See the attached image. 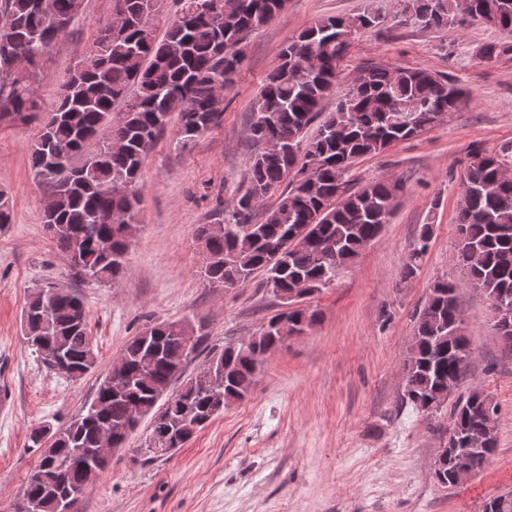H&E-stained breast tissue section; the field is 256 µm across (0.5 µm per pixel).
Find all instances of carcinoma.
<instances>
[{"label":"carcinoma","mask_w":512,"mask_h":512,"mask_svg":"<svg viewBox=\"0 0 512 512\" xmlns=\"http://www.w3.org/2000/svg\"><path fill=\"white\" fill-rule=\"evenodd\" d=\"M160 0H113L119 27L100 28L90 51L94 61L74 67L60 86L58 101L44 111L37 76L49 49L82 13L83 0H0V112H15L26 126L40 124L30 148V166L52 198L45 227L70 261L74 277L114 282L136 229L141 197L131 191L143 163L178 116L176 141L184 145L219 124L211 108L216 88H227L243 57L246 35L266 24L286 0H200L192 14L174 16L162 37L153 17ZM469 21L512 36V0H469ZM404 21L440 29L458 19V0H400ZM384 22L365 9L353 16L316 20L288 40L278 53L252 108L249 132L264 144L252 160L248 187L222 224H201L195 237L207 240L204 277L216 288H234L256 275L284 301L248 345L230 343L207 355L206 387L183 379L178 337L195 336L191 323L150 326L151 335L131 338L100 382L86 413L65 428L33 429L32 447L41 460L23 488L17 512H70L94 487L106 467L71 468L78 451L98 446L102 424H112V445L125 447L148 417L153 457L182 447L209 420L242 400L255 383L264 357L282 345L277 325L291 330L316 323L318 313L296 305V289L310 295L336 278L389 223L387 203L404 190L396 179L356 190L346 175L357 160L419 137L456 110L466 92L448 76L425 68L373 62L351 83L335 110L322 103L336 93L338 75L353 35ZM317 128L311 138L306 130ZM512 145L490 153L475 149L463 174L458 243L453 262L491 304L512 305ZM276 203L265 206L275 190ZM264 209L263 220H250ZM13 203L0 190V226L13 223ZM433 225L421 226L403 267L412 278L427 252ZM456 284L438 281L415 317L414 350L406 362L402 403L436 414L448 402V382L470 360L466 336L454 335L462 318ZM24 339L35 353L56 350L59 363L44 365L70 378L95 369L97 354L81 299L48 283L27 296ZM183 385L170 392L177 381ZM491 415H486L487 406ZM451 441L494 433L498 405L474 386L450 412ZM496 441L477 450L480 470L494 455Z\"/></svg>","instance_id":"1"}]
</instances>
